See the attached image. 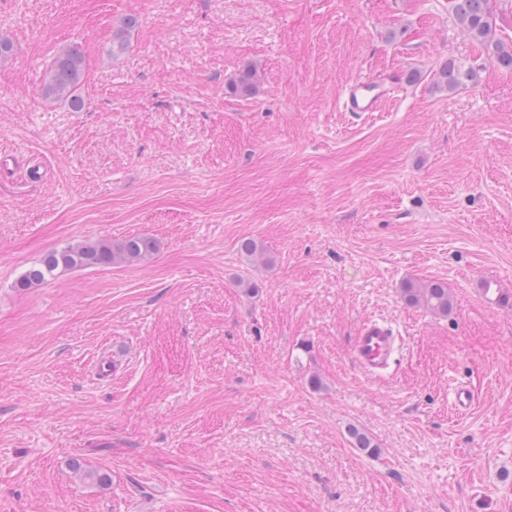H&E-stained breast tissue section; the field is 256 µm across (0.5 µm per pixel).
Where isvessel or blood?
<instances>
[{"label":"vessel or blood","instance_id":"1","mask_svg":"<svg viewBox=\"0 0 512 512\" xmlns=\"http://www.w3.org/2000/svg\"><path fill=\"white\" fill-rule=\"evenodd\" d=\"M384 93L376 81L360 78L346 90L343 106L349 112L379 111ZM398 333L386 321L370 320L359 329L351 347V360L360 373L376 378L385 373L396 359Z\"/></svg>","mask_w":512,"mask_h":512}]
</instances>
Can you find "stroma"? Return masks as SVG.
I'll return each mask as SVG.
<instances>
[{
  "instance_id": "35a3bbf8",
  "label": "stroma",
  "mask_w": 512,
  "mask_h": 512,
  "mask_svg": "<svg viewBox=\"0 0 512 512\" xmlns=\"http://www.w3.org/2000/svg\"><path fill=\"white\" fill-rule=\"evenodd\" d=\"M0 39V512H512V305L482 291L512 295V70L449 0H0ZM72 43L80 112L41 93ZM450 59L476 82L439 87ZM361 77L382 111H344ZM129 236L155 255L14 286ZM372 318L403 337L376 381ZM157 250L149 237L133 236L117 242L83 241L47 251L17 279V289L35 288L58 273L85 266L133 263L149 259ZM402 294L407 304L423 307L435 315H448V311L452 307L448 287L441 281H430L423 284L408 281L402 288ZM398 333L387 321L365 322L354 336L351 360L360 373L377 378L385 373L396 359Z\"/></svg>"
}]
</instances>
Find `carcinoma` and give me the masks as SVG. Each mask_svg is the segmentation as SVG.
<instances>
[{"label":"carcinoma","mask_w":512,"mask_h":512,"mask_svg":"<svg viewBox=\"0 0 512 512\" xmlns=\"http://www.w3.org/2000/svg\"><path fill=\"white\" fill-rule=\"evenodd\" d=\"M455 21L474 41L481 44L493 61L504 69H512V46L508 47L494 37L489 0H451ZM137 25V19L128 17L122 21L112 41V51H124L128 46L126 35ZM475 79V72L450 59L438 72V84L448 90H456ZM86 83L85 55L78 46L69 45L59 50L44 76L45 97L67 102L75 112L85 106L80 92ZM257 77L245 70L235 83V90L244 96L256 92ZM157 250L155 241L149 237L133 236L117 242L83 241L68 243L47 251L26 269L17 279V289L35 288L53 279L58 273L85 266H104L116 263H133L149 259ZM404 301L420 306L428 312L446 316L452 307L448 287L441 281L417 284L405 283L402 288ZM73 468L82 473L84 479L104 486L110 481L107 471L86 468L73 463Z\"/></svg>","instance_id":"cac0c4a2"}]
</instances>
